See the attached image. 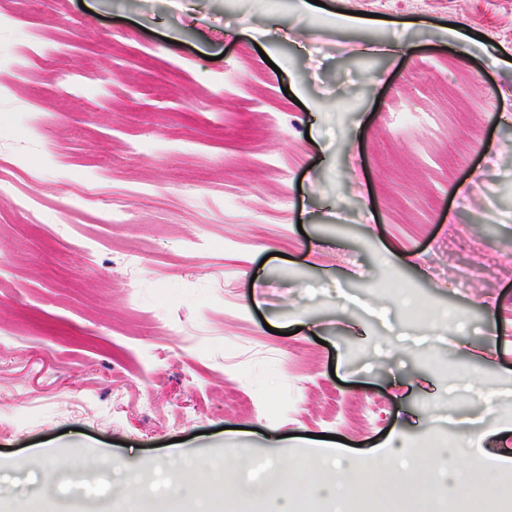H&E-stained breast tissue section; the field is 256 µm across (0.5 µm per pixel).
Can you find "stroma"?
I'll list each match as a JSON object with an SVG mask.
<instances>
[{
	"instance_id": "1",
	"label": "stroma",
	"mask_w": 512,
	"mask_h": 512,
	"mask_svg": "<svg viewBox=\"0 0 512 512\" xmlns=\"http://www.w3.org/2000/svg\"><path fill=\"white\" fill-rule=\"evenodd\" d=\"M295 2L0 0V512L512 457V0ZM202 470L214 472V468L208 464L196 463L182 474L177 480L168 481L169 490L165 495H155L145 491L135 480L125 483V498L130 504L131 512H172L176 504L190 505L181 511L213 512L212 510H197L193 503H186L184 496L196 484V475Z\"/></svg>"
}]
</instances>
